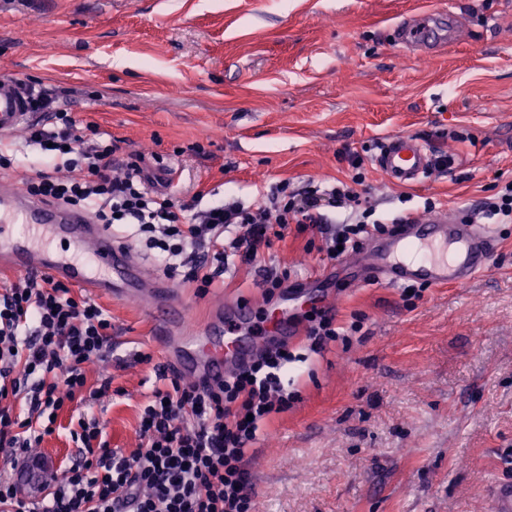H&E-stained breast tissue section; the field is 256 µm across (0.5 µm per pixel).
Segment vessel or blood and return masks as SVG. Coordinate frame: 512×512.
<instances>
[{
    "label": "vessel or blood",
    "instance_id": "vessel-or-blood-1",
    "mask_svg": "<svg viewBox=\"0 0 512 512\" xmlns=\"http://www.w3.org/2000/svg\"><path fill=\"white\" fill-rule=\"evenodd\" d=\"M459 35L457 25L447 33L409 20L399 27L398 44L425 50ZM25 87L0 78V133L21 131L32 122ZM375 162L395 183L423 181L432 171L433 153L419 138L399 134L383 141ZM64 241L73 247L65 255L53 246ZM496 227L470 224L460 215L409 218L395 234L369 241L364 265L381 288H398L414 281L433 286L462 285L486 272L495 249ZM37 273L91 294L119 299H141L146 287L143 264L132 251L118 244L102 226L82 212L20 191L11 181L0 182V273ZM156 303L165 314L161 333L176 331L175 369L195 380L215 382L249 362L274 338L294 340L302 329L292 315L293 304L322 308L326 295L313 283L303 284L292 305L270 310L262 333L250 335L224 330L221 319L190 328L187 309L166 284L156 286Z\"/></svg>",
    "mask_w": 512,
    "mask_h": 512
}]
</instances>
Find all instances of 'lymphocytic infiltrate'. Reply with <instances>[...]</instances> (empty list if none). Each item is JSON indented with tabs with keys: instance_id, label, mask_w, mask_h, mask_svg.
I'll use <instances>...</instances> for the list:
<instances>
[{
	"instance_id": "1",
	"label": "lymphocytic infiltrate",
	"mask_w": 512,
	"mask_h": 512,
	"mask_svg": "<svg viewBox=\"0 0 512 512\" xmlns=\"http://www.w3.org/2000/svg\"><path fill=\"white\" fill-rule=\"evenodd\" d=\"M32 111L48 121L27 128L24 142L40 155L25 178L28 194L92 214L105 227L131 224L168 276L207 294L230 265H257L266 299L285 288L288 273L263 257L289 231L327 223L329 208L356 205L325 236L328 259L357 248L390 222L360 207L356 190L364 157L349 153L350 182L297 193L281 182L258 204L182 199L155 191L137 152L119 157L115 140L81 131L51 93L30 90ZM112 355V317L99 304L45 276L18 278L0 290V512H255L246 457L261 426L288 411L298 395L283 378L296 359L287 345L261 352L217 385L185 381L162 368L139 421L140 445L110 448L99 421L78 418V448L63 480L27 492L20 475L34 459L66 404L112 396L111 378L88 388L89 365Z\"/></svg>"
}]
</instances>
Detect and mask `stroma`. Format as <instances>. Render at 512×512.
Instances as JSON below:
<instances>
[{
    "mask_svg": "<svg viewBox=\"0 0 512 512\" xmlns=\"http://www.w3.org/2000/svg\"><path fill=\"white\" fill-rule=\"evenodd\" d=\"M452 13L465 33L432 52L395 46L405 18ZM54 92L81 124L178 165L182 189L250 204L276 183L350 181L344 151L397 134L451 160L413 186L373 160L358 190L379 216L474 213L512 183V0H0V75ZM205 148L192 152V144ZM488 271L463 286L347 287L317 250L320 228L274 242L292 282L334 289L347 341L312 352L288 376L299 394L252 443L257 512H492L512 481V223L498 227ZM197 295L177 287L194 324L217 300L266 301L254 267ZM115 327L117 394L82 411L111 447L138 444L140 414L164 349L154 313L98 297ZM360 332H351L355 319ZM60 411L40 452L64 472L76 454Z\"/></svg>",
    "mask_w": 512,
    "mask_h": 512,
    "instance_id": "obj_1",
    "label": "stroma"
}]
</instances>
